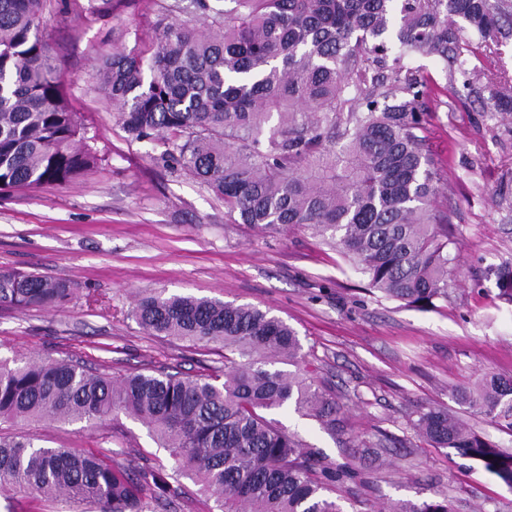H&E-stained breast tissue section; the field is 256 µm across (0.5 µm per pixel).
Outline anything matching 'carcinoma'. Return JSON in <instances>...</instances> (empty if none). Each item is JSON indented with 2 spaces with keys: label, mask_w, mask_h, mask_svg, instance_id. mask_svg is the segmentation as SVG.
Returning <instances> with one entry per match:
<instances>
[{
  "label": "carcinoma",
  "mask_w": 512,
  "mask_h": 512,
  "mask_svg": "<svg viewBox=\"0 0 512 512\" xmlns=\"http://www.w3.org/2000/svg\"><path fill=\"white\" fill-rule=\"evenodd\" d=\"M65 0H0V190L64 185L99 156L68 105L46 16ZM172 0L154 35L121 44L98 81L133 139L205 183L240 223L304 227L335 244L369 291L408 306L448 299L454 258L433 206L439 180L425 135L430 88L410 66L452 61L455 92L481 91L512 110L507 79L470 65L462 20L494 52L512 0ZM494 298L512 306V263L492 272ZM76 285L0 268V310L56 307ZM133 316L153 336L224 348L223 375L165 371L114 376L70 358H0V420L103 427L123 414L146 426L180 475L216 497L221 512H347L353 466L329 463L272 414L294 407L328 432L341 407L301 368L296 330L250 304L145 293ZM279 364L296 367L293 372ZM512 433V378L484 374L454 390ZM437 448L512 487V452L446 409L412 420ZM93 502L98 512H155L181 494L154 469L130 473L84 448L46 447L0 432V490ZM392 512H452L448 497Z\"/></svg>",
  "instance_id": "obj_1"
}]
</instances>
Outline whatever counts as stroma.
Wrapping results in <instances>:
<instances>
[{
    "mask_svg": "<svg viewBox=\"0 0 512 512\" xmlns=\"http://www.w3.org/2000/svg\"><path fill=\"white\" fill-rule=\"evenodd\" d=\"M100 0H68L46 34L73 111L101 157L95 173L67 185L0 191V267L66 277L83 292L48 310H0V358L70 357L113 375L162 369L219 374L224 351L147 334L132 315L145 292L248 303L292 326L308 369L344 404L342 432L329 434L294 411L276 418L330 460L369 446L343 489L355 512L448 497L453 512H512V488L435 448L410 428L412 412L443 407L502 448L512 434L452 397L483 372L512 377V307L496 306L491 266L512 262V112L488 93L458 96L444 62L412 63L433 87L428 129L439 169L436 209L448 216L457 268L447 301L423 310L370 293L335 247L304 228L238 223L223 199L169 166L160 141H134L97 86L98 58L118 33L152 34L158 0H125L102 16ZM50 447L76 445L117 467L173 473L145 426L15 422Z\"/></svg>",
    "mask_w": 512,
    "mask_h": 512,
    "instance_id": "35a3bbf8",
    "label": "stroma"
}]
</instances>
